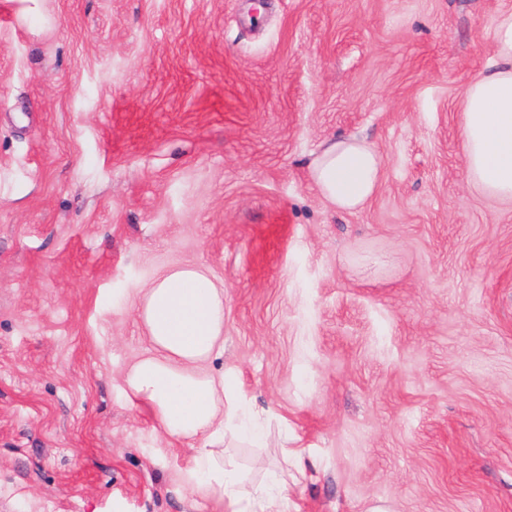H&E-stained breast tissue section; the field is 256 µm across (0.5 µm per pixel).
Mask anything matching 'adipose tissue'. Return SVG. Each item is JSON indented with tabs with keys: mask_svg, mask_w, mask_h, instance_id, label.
<instances>
[{
	"mask_svg": "<svg viewBox=\"0 0 512 512\" xmlns=\"http://www.w3.org/2000/svg\"><path fill=\"white\" fill-rule=\"evenodd\" d=\"M490 37L495 62L464 90L462 144L474 187L512 200V12L497 17ZM308 170L323 199L347 211L364 207L383 178L381 155L356 134L324 141ZM137 317L150 347L123 368L125 392L150 407L166 435L193 442L182 485L240 512H285L286 472L254 476L225 447L231 432L255 448L267 447L269 434L245 412L232 380L206 368L224 351L223 289L199 267H172L140 289Z\"/></svg>",
	"mask_w": 512,
	"mask_h": 512,
	"instance_id": "adipose-tissue-1",
	"label": "adipose tissue"
}]
</instances>
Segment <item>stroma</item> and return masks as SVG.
Instances as JSON below:
<instances>
[{"mask_svg":"<svg viewBox=\"0 0 512 512\" xmlns=\"http://www.w3.org/2000/svg\"><path fill=\"white\" fill-rule=\"evenodd\" d=\"M512 0H0V512H233L127 401L136 293L193 264L288 512H512V200L461 99ZM361 134L383 183L308 162ZM308 170L323 199L330 206L347 211L364 207L383 178L381 155L366 138L356 134L324 141Z\"/></svg>","mask_w":512,"mask_h":512,"instance_id":"obj_1","label":"stroma"}]
</instances>
